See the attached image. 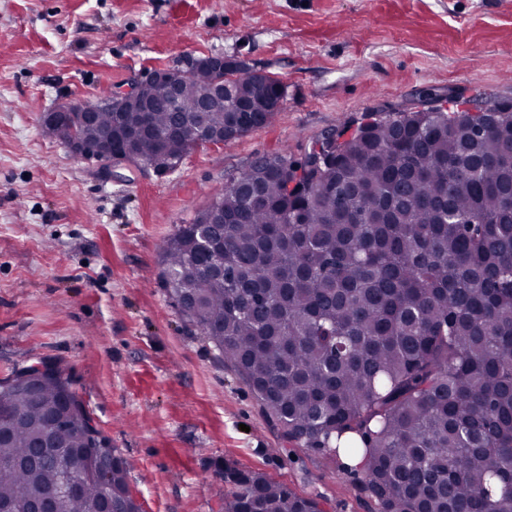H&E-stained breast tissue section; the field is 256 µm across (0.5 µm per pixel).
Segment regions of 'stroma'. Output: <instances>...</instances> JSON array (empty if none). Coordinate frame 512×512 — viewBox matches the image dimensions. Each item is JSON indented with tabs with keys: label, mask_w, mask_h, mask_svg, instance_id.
<instances>
[{
	"label": "stroma",
	"mask_w": 512,
	"mask_h": 512,
	"mask_svg": "<svg viewBox=\"0 0 512 512\" xmlns=\"http://www.w3.org/2000/svg\"><path fill=\"white\" fill-rule=\"evenodd\" d=\"M218 53L279 79L282 110L176 170L77 159L44 131L61 103ZM452 98L512 101V0H0V380L61 362L143 512H221L228 465L325 512H379L172 303L160 246L254 158Z\"/></svg>",
	"instance_id": "35a3bbf8"
}]
</instances>
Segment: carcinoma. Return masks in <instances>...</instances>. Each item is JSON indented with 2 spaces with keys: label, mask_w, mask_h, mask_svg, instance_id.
<instances>
[{
  "label": "carcinoma",
  "mask_w": 512,
  "mask_h": 512,
  "mask_svg": "<svg viewBox=\"0 0 512 512\" xmlns=\"http://www.w3.org/2000/svg\"><path fill=\"white\" fill-rule=\"evenodd\" d=\"M206 114L224 141L269 125L270 76ZM201 82L181 86L179 107ZM152 111L101 110L86 145L117 120L138 156L187 153L160 90ZM228 176L224 223L201 211L162 246L179 309L247 382L284 436L362 458L380 512H512V103L487 112H397L327 144L319 165L286 154ZM37 375L30 390L24 372ZM0 502L56 494V460L94 448L83 492L60 512H140L123 459L90 422L59 363L0 381ZM224 512H322L254 471L224 465Z\"/></svg>",
  "instance_id": "obj_1"
}]
</instances>
